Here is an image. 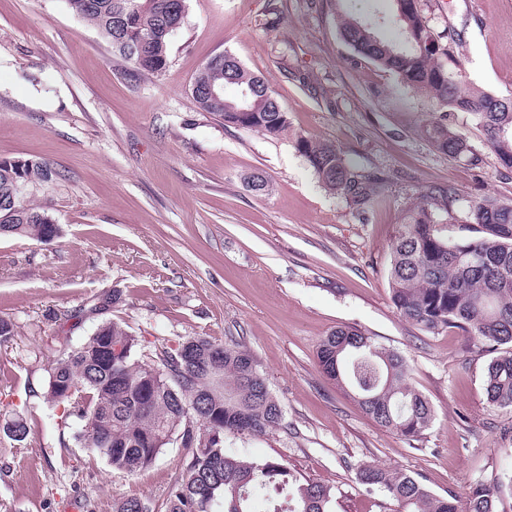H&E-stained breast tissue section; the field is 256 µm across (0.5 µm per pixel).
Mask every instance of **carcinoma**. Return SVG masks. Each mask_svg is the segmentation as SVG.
Segmentation results:
<instances>
[{"label": "carcinoma", "instance_id": "obj_1", "mask_svg": "<svg viewBox=\"0 0 512 512\" xmlns=\"http://www.w3.org/2000/svg\"><path fill=\"white\" fill-rule=\"evenodd\" d=\"M121 59L143 76L157 77L169 62V43L184 21L187 0H65ZM395 34H380L381 22L339 16L338 29L354 55L395 73L400 83L427 98L433 112L421 134L452 159L472 154L457 129L455 113L467 112L484 131L487 145L512 168V99L461 87L459 52L451 31L437 33L419 0H391ZM237 88L233 98L224 88ZM248 96H243V91ZM192 94L203 112L224 123L268 137L288 133L284 112L267 81L241 63L205 65ZM296 149L322 186L352 205L370 207L384 182L380 172H360L324 140L302 136ZM56 172L47 164L0 160V223L9 235L50 242L49 210L15 191L33 188ZM454 187H429L407 210L391 244L389 278L399 314L430 334L459 330L491 355L483 391L492 408L512 406V203L494 197L470 201ZM462 209L470 237L450 239L433 213ZM318 363L331 380L358 399L379 426L418 441L435 420L430 401L407 379V359L376 345L355 327H339L319 347ZM45 399L62 408L61 422H82L78 440L103 454L112 470L134 475L152 465L177 438L190 450L183 474L171 487L166 512H333L332 487L302 482L277 459L257 460L226 448L230 435H266L283 424L284 412L251 353L240 343L190 337L145 359L137 336L108 320L79 346L66 348L49 369ZM358 479L382 489L404 512H500L502 482L469 487L465 508L457 496L431 493L402 469L367 465ZM115 512H150L138 498L115 501Z\"/></svg>", "mask_w": 512, "mask_h": 512}]
</instances>
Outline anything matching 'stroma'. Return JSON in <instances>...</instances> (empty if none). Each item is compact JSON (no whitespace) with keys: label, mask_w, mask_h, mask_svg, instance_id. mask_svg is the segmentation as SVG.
Instances as JSON below:
<instances>
[{"label":"stroma","mask_w":512,"mask_h":512,"mask_svg":"<svg viewBox=\"0 0 512 512\" xmlns=\"http://www.w3.org/2000/svg\"><path fill=\"white\" fill-rule=\"evenodd\" d=\"M420 5L433 28L454 30L463 86L512 98V0ZM340 9L386 17L391 0H187L166 71L146 78L61 0H0V159L58 172L37 196L60 229L47 244L0 237V317L16 326L0 346V425L20 417L31 427L21 442L0 432V512H113L128 497L165 512L185 448L170 445L137 474L115 472L77 441L79 420L61 422L43 397L60 338L78 346L112 319L148 354L191 336L245 346L284 426L228 445L328 483L334 512H396L385 492L359 483L368 463L419 474L438 495L512 479V409L484 399L486 356L457 330L433 335L404 319L387 275L403 212L421 190L451 185L467 200L512 202V168L465 112L455 123L478 164L418 137L430 105L354 58L336 27ZM225 52L268 81L291 135L269 138L198 108L194 79ZM298 134L332 141L357 170L387 173L366 212L322 187L294 146ZM255 173L266 194L249 188ZM115 290L119 303L102 309ZM343 326L408 359L410 383L435 411L421 440L377 426L322 373L319 344Z\"/></svg>","instance_id":"35a3bbf8"}]
</instances>
